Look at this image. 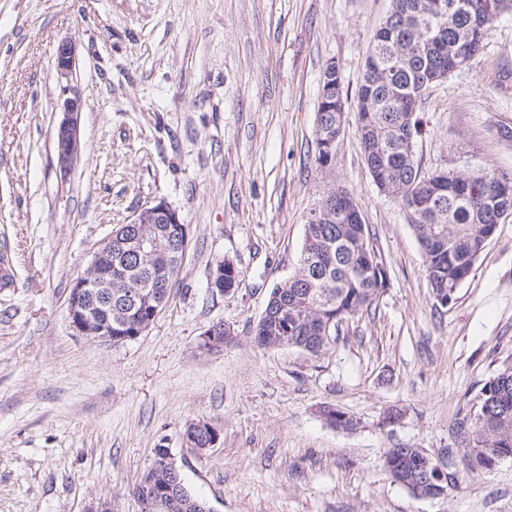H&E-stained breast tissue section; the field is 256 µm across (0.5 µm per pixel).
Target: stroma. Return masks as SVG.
I'll use <instances>...</instances> for the list:
<instances>
[{
	"mask_svg": "<svg viewBox=\"0 0 512 512\" xmlns=\"http://www.w3.org/2000/svg\"><path fill=\"white\" fill-rule=\"evenodd\" d=\"M391 0H0V512H140L131 489L170 449L212 512H512V460L472 475L451 426L512 367V214L453 301L426 277L409 212L374 184L354 93ZM75 66L60 78L61 42ZM346 96L330 168L315 162L323 71ZM83 102V151L56 168L65 98ZM422 171L512 174V13L422 98ZM352 192L386 274L320 356L250 335L293 274L305 220ZM165 200L189 231L167 304L138 338L77 335L67 299L103 240ZM243 276L221 295L218 261ZM222 349H200L213 323ZM355 429L328 427L324 404ZM399 417L387 421L388 410ZM220 433L204 453L186 427ZM423 449L458 480L413 495L388 449Z\"/></svg>",
	"mask_w": 512,
	"mask_h": 512,
	"instance_id": "35a3bbf8",
	"label": "stroma"
}]
</instances>
